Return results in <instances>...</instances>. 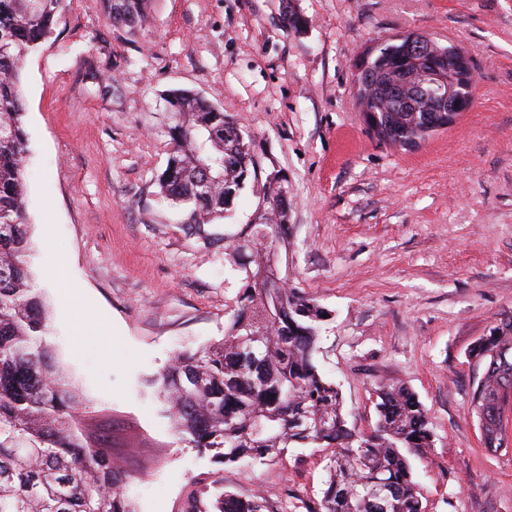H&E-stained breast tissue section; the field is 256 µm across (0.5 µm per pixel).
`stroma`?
I'll return each instance as SVG.
<instances>
[{"label": "stroma", "instance_id": "obj_1", "mask_svg": "<svg viewBox=\"0 0 512 512\" xmlns=\"http://www.w3.org/2000/svg\"><path fill=\"white\" fill-rule=\"evenodd\" d=\"M288 3L300 30L284 26ZM409 33L465 50L476 95L455 126L405 150L369 135L354 63ZM20 89L49 340L137 512H182L213 484L302 512L330 455L290 447L217 466L177 439L148 385L176 351L223 337L240 288L224 226L187 223L159 194L170 89L224 108L287 176L279 269L327 313L316 360L349 428L374 427L377 384L408 387L433 434L412 460L424 512H512V453L481 444L471 400L485 367L469 356L512 325V0H154L134 35L100 0H66ZM59 264L61 288L48 277Z\"/></svg>", "mask_w": 512, "mask_h": 512}]
</instances>
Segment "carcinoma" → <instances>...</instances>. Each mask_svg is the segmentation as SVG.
Instances as JSON below:
<instances>
[{
  "label": "carcinoma",
  "instance_id": "1",
  "mask_svg": "<svg viewBox=\"0 0 512 512\" xmlns=\"http://www.w3.org/2000/svg\"><path fill=\"white\" fill-rule=\"evenodd\" d=\"M65 0H0V512H135L126 473L112 451L93 447L71 422L88 407L56 364L47 342L48 302L33 283L27 213V133L19 85L25 57L48 38ZM150 0H105L114 26L136 29ZM391 42L371 54L355 82L362 114L379 142L406 149L428 135L432 107L397 112L390 78L406 58L446 51ZM173 148L159 177L163 196L191 224L225 217L247 184L259 194V223L226 237L240 291L222 340L181 351L150 381L179 439L224 466L263 463L292 445L332 449L330 479L307 512H423L410 456L433 445L427 417L404 386L374 390L378 420L368 433L347 427L343 396L315 363L324 311L280 277L277 244L288 230V195L251 151L249 132L222 108L190 91L164 98ZM243 136L238 141L237 135ZM512 336H487L470 350L491 361ZM512 383L508 368L487 366L478 389L493 399ZM184 512H265L263 499L219 487L192 497Z\"/></svg>",
  "mask_w": 512,
  "mask_h": 512
}]
</instances>
